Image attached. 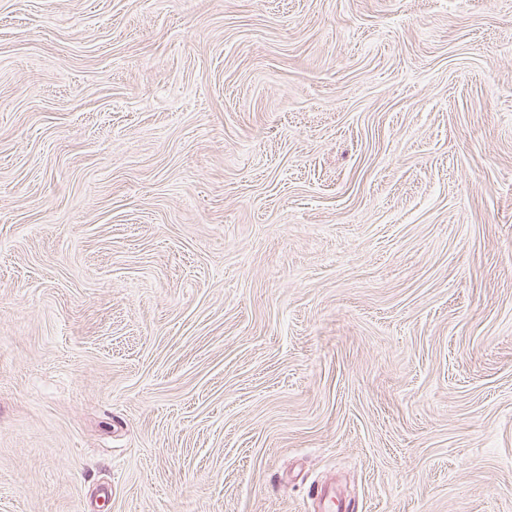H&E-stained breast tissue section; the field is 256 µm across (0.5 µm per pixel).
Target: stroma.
Masks as SVG:
<instances>
[{
  "mask_svg": "<svg viewBox=\"0 0 512 512\" xmlns=\"http://www.w3.org/2000/svg\"><path fill=\"white\" fill-rule=\"evenodd\" d=\"M512 512V0H0V512Z\"/></svg>",
  "mask_w": 512,
  "mask_h": 512,
  "instance_id": "1",
  "label": "stroma"
}]
</instances>
